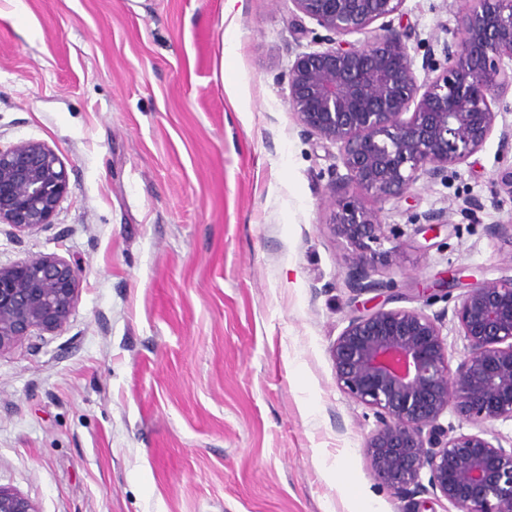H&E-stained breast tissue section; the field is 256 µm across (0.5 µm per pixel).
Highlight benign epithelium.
<instances>
[{
    "label": "benign epithelium",
    "instance_id": "7a95c632",
    "mask_svg": "<svg viewBox=\"0 0 512 512\" xmlns=\"http://www.w3.org/2000/svg\"><path fill=\"white\" fill-rule=\"evenodd\" d=\"M293 2L333 37L296 54L289 104L303 132L339 146L346 184L381 201L401 198L421 181L447 180L448 167L495 133L500 151L512 152V125L496 110L512 91V0H459L457 35L441 48L446 65L423 79L409 51L414 34L386 21L405 0ZM359 32L370 34L363 45L344 40ZM67 189L65 166L45 144L0 147L1 224L23 233L52 223ZM448 218L446 209L425 212L413 232L428 239ZM329 227L356 255L351 291H390L394 282L375 275L402 265L407 232L354 200L338 204ZM385 241L393 246L378 250ZM503 271L456 297L462 280L449 271L419 289L420 308L364 305L331 346L338 387L376 418L366 442L372 470L398 493H430L457 512H512V436L495 430L512 422V253ZM77 293L78 271L64 258L0 265V351L62 328ZM438 298L454 301L452 311L428 313ZM450 324L465 347L454 371L443 334ZM448 414L458 424L443 423ZM465 423L474 430L462 431ZM0 512L38 510L0 486Z\"/></svg>",
    "mask_w": 512,
    "mask_h": 512
}]
</instances>
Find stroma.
<instances>
[{"label": "stroma", "mask_w": 512, "mask_h": 512, "mask_svg": "<svg viewBox=\"0 0 512 512\" xmlns=\"http://www.w3.org/2000/svg\"><path fill=\"white\" fill-rule=\"evenodd\" d=\"M393 26L422 65L457 0H405ZM325 34L292 0H0V145L46 144L69 182L49 226L0 224V265L80 271L63 328L0 351V485L38 512H445L371 471L374 414L330 355L361 300L328 222L354 194L388 224L451 209L382 279H497L512 242L486 227L512 222V156L490 138L400 199L343 186L338 146L288 103L296 52Z\"/></svg>", "instance_id": "35a3bbf8"}]
</instances>
